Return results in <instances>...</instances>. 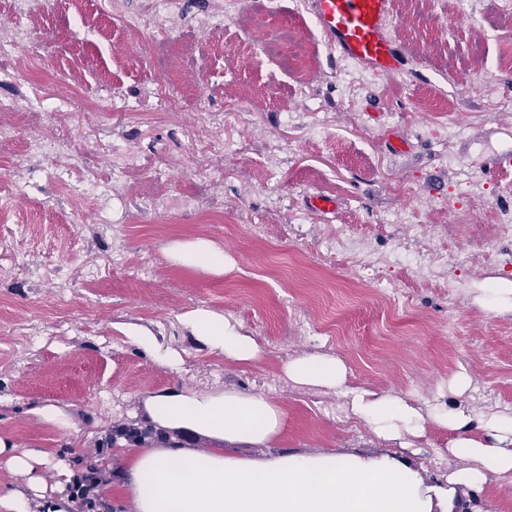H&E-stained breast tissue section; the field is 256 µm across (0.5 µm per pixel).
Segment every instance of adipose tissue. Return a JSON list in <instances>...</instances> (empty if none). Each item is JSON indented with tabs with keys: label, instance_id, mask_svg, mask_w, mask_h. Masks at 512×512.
<instances>
[{
	"label": "adipose tissue",
	"instance_id": "adipose-tissue-1",
	"mask_svg": "<svg viewBox=\"0 0 512 512\" xmlns=\"http://www.w3.org/2000/svg\"><path fill=\"white\" fill-rule=\"evenodd\" d=\"M171 261L211 272L229 260L209 241L174 244ZM183 323L225 361L253 365L264 355L256 338L207 309ZM294 382L347 398L352 415L375 436L420 438L426 422L448 430L449 454L460 460L449 480L431 481L397 451L288 450L255 457L280 435L285 412L268 398L238 391L188 394L163 389L146 396L142 412L156 427L214 442L196 451L173 442L143 448L128 463L123 492L129 512H495L475 496L492 481L512 483V409L475 411L455 402L426 406L391 391L350 385L344 362L308 354L288 359Z\"/></svg>",
	"mask_w": 512,
	"mask_h": 512
}]
</instances>
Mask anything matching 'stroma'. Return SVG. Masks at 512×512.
Returning a JSON list of instances; mask_svg holds the SVG:
<instances>
[{
	"mask_svg": "<svg viewBox=\"0 0 512 512\" xmlns=\"http://www.w3.org/2000/svg\"><path fill=\"white\" fill-rule=\"evenodd\" d=\"M481 2L482 16L468 22L459 0H433L431 20L416 27L393 0L389 31L408 61L404 91L388 97L384 78L337 60L308 0H280L265 21L310 39L314 75L301 92L285 68L291 47L265 55L225 0H88L91 17L112 30L108 43L56 0H43L40 19L0 0V35L27 30L0 54V96L22 115L13 142L0 145V438L9 444L1 488L28 490L36 476L43 502H53L92 466L109 476L99 512H129L121 485L134 447L113 441L112 428L143 424V398L175 386L282 406L274 453L386 449L336 391L288 379L284 362L308 353L340 357L352 385L421 402L463 372L471 386L461 405L512 407V313L474 300L491 280H512V241L493 255L478 241L512 209V110L499 106L512 99V68L498 60L499 42H512V0ZM141 13L158 24L120 26V16ZM148 43L167 64L142 57ZM29 55L37 66L18 81L15 61ZM54 107L53 126L35 122L34 110ZM427 108L461 127L452 145ZM205 110L219 116L208 133L198 128ZM391 134L407 152L386 147ZM33 139L42 142L37 158L27 155ZM72 150L108 194L85 184ZM325 181L341 186L331 214L304 204ZM397 212L404 223H389ZM348 234L371 249L337 248ZM195 239L223 250L233 268L168 260L171 245ZM460 250L470 255L463 266L451 261ZM421 262L435 276L419 274ZM198 308L255 337L261 362L234 365L198 343L182 323ZM134 327L176 351L179 369L134 344ZM45 405L67 426L38 415ZM448 439L429 422L403 454L443 480L459 465ZM28 450L44 453L32 475L10 471L9 456Z\"/></svg>",
	"mask_w": 512,
	"mask_h": 512,
	"instance_id": "1",
	"label": "stroma"
}]
</instances>
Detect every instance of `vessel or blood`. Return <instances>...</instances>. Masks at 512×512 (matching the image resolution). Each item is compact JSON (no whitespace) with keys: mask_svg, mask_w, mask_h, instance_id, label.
Masks as SVG:
<instances>
[{"mask_svg":"<svg viewBox=\"0 0 512 512\" xmlns=\"http://www.w3.org/2000/svg\"><path fill=\"white\" fill-rule=\"evenodd\" d=\"M310 8L337 58L380 76L403 68L405 55L386 30L392 0H310Z\"/></svg>","mask_w":512,"mask_h":512,"instance_id":"obj_1","label":"vessel or blood"}]
</instances>
